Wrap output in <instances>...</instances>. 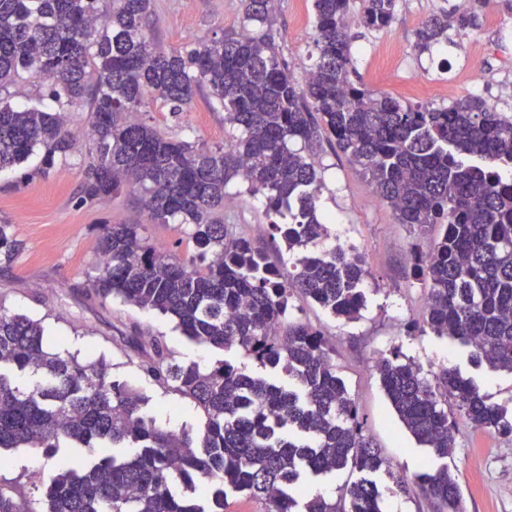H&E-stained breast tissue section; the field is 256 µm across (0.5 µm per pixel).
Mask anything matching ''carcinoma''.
I'll return each instance as SVG.
<instances>
[{"mask_svg": "<svg viewBox=\"0 0 512 512\" xmlns=\"http://www.w3.org/2000/svg\"><path fill=\"white\" fill-rule=\"evenodd\" d=\"M101 2L0 0V91L29 73L57 105L86 103L92 112L81 202L136 191L152 222L189 226L193 254L183 261L150 243L142 224L105 225L106 262L90 277L92 290L167 315L198 343L237 346L262 368L281 365L294 387L223 360L209 369L175 363L153 338L148 375L205 417L196 435L177 433L143 412L144 398L113 380L105 360L81 364L45 339L41 322L0 308V449H133L67 465L43 484V512H224L229 493L263 500L266 512H296L303 469L388 467L364 434L323 332L298 319L291 303L297 293L349 321L366 306L370 273L359 252L305 254L327 237L313 158L324 130L369 176L397 223L442 228L428 251L412 249L428 286L423 328L469 348L488 370L512 373V178L501 173L512 166V117L477 95L411 106L355 85L350 0H312L316 57L303 85L288 74L272 34L273 0H244L246 21L263 31L198 41L184 52H166L150 37V0H110L106 10ZM359 2V25L389 26L397 0ZM476 4L422 20L414 49L454 43L450 30H478L483 2ZM202 87L230 125L223 147L164 138L141 111L150 96L178 112ZM79 139L60 111L0 104V170L40 146L51 160L65 157ZM236 177L264 197L271 235L304 252L288 274L218 216ZM375 370L399 422L439 459L455 443L442 407L450 395L472 427L512 433L501 407L455 368L440 369L433 383L396 356L379 358ZM8 371L32 380L22 388ZM177 482L202 493H179ZM413 485L438 512H460L447 465ZM304 512H382L381 498L359 478L344 484L337 502L316 497Z\"/></svg>", "mask_w": 512, "mask_h": 512, "instance_id": "obj_1", "label": "carcinoma"}]
</instances>
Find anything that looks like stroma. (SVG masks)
I'll return each instance as SVG.
<instances>
[{
    "mask_svg": "<svg viewBox=\"0 0 512 512\" xmlns=\"http://www.w3.org/2000/svg\"><path fill=\"white\" fill-rule=\"evenodd\" d=\"M152 4L150 34L168 51H182L201 39L244 31L242 0H152ZM295 9L294 0H277L273 34L288 71L302 84L315 58L314 31L296 32ZM443 10L462 13L466 7L460 0H414L409 7L397 5L384 31L364 34L354 42L357 63L353 81L374 89L372 56L386 37L404 47L405 71L425 73L433 84L453 82L451 98L455 101L473 94L470 75L492 81L512 78V41L501 40L496 25L488 21L477 32L491 47L487 54L473 55L449 44L429 54H417L413 48L416 28L423 19ZM146 111L150 124L163 136L210 148L224 143V112L211 108L207 92L197 94L191 105L177 114L158 99L148 101ZM44 154V148H36L24 163L0 171V224L10 225L20 243L11 257L0 255V306L40 321L46 339L61 342L78 362L105 358L113 380L145 397L144 412L178 432H196L204 416L189 399L168 392L143 370L141 348L153 337L165 339L177 363L208 368L223 359L288 384L283 369L259 367L242 349L220 350L190 341L168 317L116 297L94 294L89 278L101 262L99 242L105 225H146L153 242L184 260L192 254L188 227L174 221L148 222L138 195L127 192L106 202L80 204L88 146L50 166L45 164ZM315 161L323 178L319 207L332 220L329 238L319 241L316 248L323 251L338 244L364 256L370 271L364 285L367 303L361 318L350 321L328 314L300 295L294 296L292 303L299 318L333 337L336 370L356 402L366 434L389 463L388 469L374 475L383 512H430L423 499L403 492L399 484L443 463L461 486L463 512H512V434L471 427L456 401H448L444 409L458 427L457 444L447 461H440L402 427L374 370L376 359L383 356L413 362L429 378L440 368H457L512 421V373L488 371L471 359L464 346L417 328L427 284L414 270L409 246L415 242L428 249L438 228L429 227L416 235L397 223L391 209L377 199L369 178L337 149L333 138H323ZM222 214L234 233L264 247L273 263L288 270L293 257L285 245L256 229L266 220L264 204L261 197L248 193L246 183L235 180L229 184ZM0 455L6 460L0 468V490L22 503L27 512H38L41 495L30 481V472L38 470L48 477L58 471L62 461L76 463L88 453L62 447L48 456L14 448ZM356 478V473L347 470L301 475L302 495L297 502L303 505L317 496L337 500L341 487Z\"/></svg>",
    "mask_w": 512,
    "mask_h": 512,
    "instance_id": "35a3bbf8",
    "label": "stroma"
}]
</instances>
